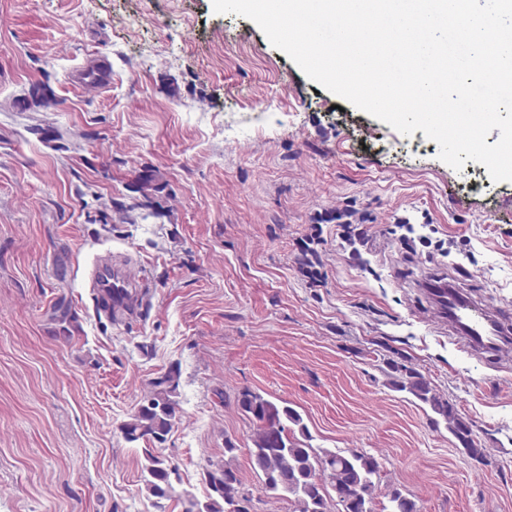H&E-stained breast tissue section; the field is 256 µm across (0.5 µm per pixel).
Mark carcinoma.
Returning a JSON list of instances; mask_svg holds the SVG:
<instances>
[{
  "label": "carcinoma",
  "instance_id": "carcinoma-1",
  "mask_svg": "<svg viewBox=\"0 0 512 512\" xmlns=\"http://www.w3.org/2000/svg\"><path fill=\"white\" fill-rule=\"evenodd\" d=\"M388 385L426 405L458 441L460 451L481 462L485 448L475 441L473 429L456 404L422 373L394 361L386 362ZM180 369L170 366L150 381L148 393L119 425L123 439L132 444L166 441L181 417ZM238 409L256 429L248 455L262 491L284 499L294 512H420L417 497L401 485L383 480L373 454L357 449L316 448L302 415L294 408L263 395L243 390ZM238 444L224 438V459L209 462L203 471L208 487L205 500L181 488L178 466L161 454L146 452L142 468L144 490L159 509L174 500L180 512H255L253 493L235 465Z\"/></svg>",
  "mask_w": 512,
  "mask_h": 512
}]
</instances>
